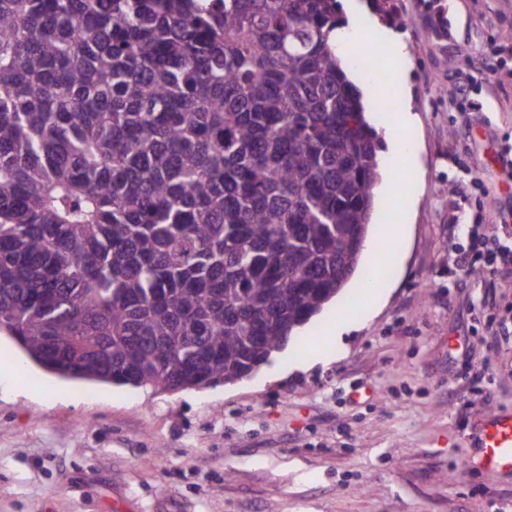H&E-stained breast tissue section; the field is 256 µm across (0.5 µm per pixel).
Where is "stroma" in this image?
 I'll return each instance as SVG.
<instances>
[{
  "label": "stroma",
  "instance_id": "35a3bbf8",
  "mask_svg": "<svg viewBox=\"0 0 512 512\" xmlns=\"http://www.w3.org/2000/svg\"><path fill=\"white\" fill-rule=\"evenodd\" d=\"M341 2L406 44L382 60L418 160L410 181L381 154L375 225L411 199L385 300L365 309L362 264L256 374L175 392L62 379L0 334V512H512V475L467 464L512 410V335L487 328L512 323V273L448 283L451 225H512V0Z\"/></svg>",
  "mask_w": 512,
  "mask_h": 512
}]
</instances>
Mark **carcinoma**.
Here are the masks:
<instances>
[{
	"label": "carcinoma",
	"instance_id": "1",
	"mask_svg": "<svg viewBox=\"0 0 512 512\" xmlns=\"http://www.w3.org/2000/svg\"><path fill=\"white\" fill-rule=\"evenodd\" d=\"M339 0H0V333L61 378L231 383L342 296L381 142Z\"/></svg>",
	"mask_w": 512,
	"mask_h": 512
}]
</instances>
